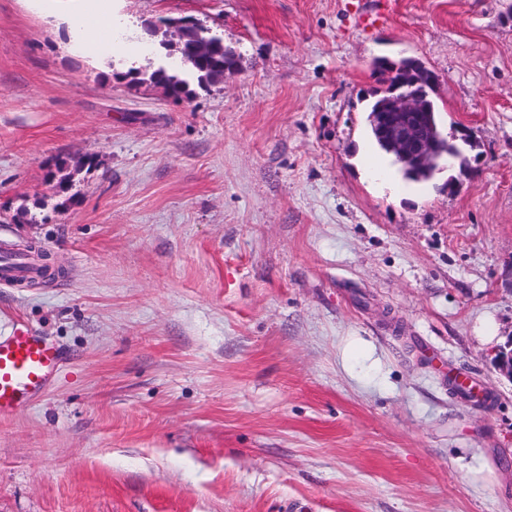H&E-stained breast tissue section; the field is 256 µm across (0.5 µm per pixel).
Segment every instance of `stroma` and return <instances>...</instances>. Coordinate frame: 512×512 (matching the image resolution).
<instances>
[{"mask_svg":"<svg viewBox=\"0 0 512 512\" xmlns=\"http://www.w3.org/2000/svg\"><path fill=\"white\" fill-rule=\"evenodd\" d=\"M372 3L0 0V251L60 270L0 336L64 351L0 512H512V0ZM179 16L241 63L183 103L140 50ZM382 57L470 129L428 182L370 135Z\"/></svg>","mask_w":512,"mask_h":512,"instance_id":"35a3bbf8","label":"stroma"}]
</instances>
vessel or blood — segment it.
Listing matches in <instances>:
<instances>
[{
    "label": "vessel or blood",
    "mask_w": 512,
    "mask_h": 512,
    "mask_svg": "<svg viewBox=\"0 0 512 512\" xmlns=\"http://www.w3.org/2000/svg\"><path fill=\"white\" fill-rule=\"evenodd\" d=\"M60 362L58 349L26 326L0 336V418L29 405L50 385Z\"/></svg>",
    "instance_id": "obj_1"
}]
</instances>
